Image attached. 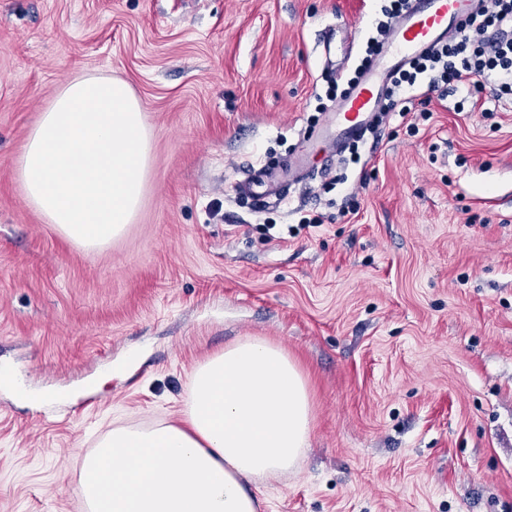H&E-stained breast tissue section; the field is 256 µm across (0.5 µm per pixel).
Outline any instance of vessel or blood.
Instances as JSON below:
<instances>
[{
  "label": "vessel or blood",
  "instance_id": "1",
  "mask_svg": "<svg viewBox=\"0 0 512 512\" xmlns=\"http://www.w3.org/2000/svg\"><path fill=\"white\" fill-rule=\"evenodd\" d=\"M480 0H410L407 10L392 21L374 59L337 105L323 130L322 141L335 149L365 135L372 117L390 91L395 75L413 58L427 53L459 32L460 22ZM357 28L346 26L321 44L326 62L344 65L356 46Z\"/></svg>",
  "mask_w": 512,
  "mask_h": 512
}]
</instances>
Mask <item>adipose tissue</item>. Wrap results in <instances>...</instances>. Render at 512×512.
<instances>
[{"label": "adipose tissue", "mask_w": 512, "mask_h": 512, "mask_svg": "<svg viewBox=\"0 0 512 512\" xmlns=\"http://www.w3.org/2000/svg\"><path fill=\"white\" fill-rule=\"evenodd\" d=\"M151 133L119 77L66 82L18 160L26 202L69 240L96 249L141 207ZM308 383L287 352L245 337L199 363L179 420L117 426L82 464L87 512H260L251 482L294 471L308 446Z\"/></svg>", "instance_id": "obj_1"}]
</instances>
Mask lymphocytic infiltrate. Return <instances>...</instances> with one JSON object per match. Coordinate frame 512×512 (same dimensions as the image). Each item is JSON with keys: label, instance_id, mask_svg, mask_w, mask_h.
Segmentation results:
<instances>
[{"label": "lymphocytic infiltrate", "instance_id": "lymphocytic-infiltrate-1", "mask_svg": "<svg viewBox=\"0 0 512 512\" xmlns=\"http://www.w3.org/2000/svg\"><path fill=\"white\" fill-rule=\"evenodd\" d=\"M429 87L450 85L471 89L495 82L500 93H512V0H493L481 10L464 31L427 56L414 61L394 82L386 112L407 115L412 98L403 88L415 87L418 79Z\"/></svg>", "mask_w": 512, "mask_h": 512}]
</instances>
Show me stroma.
Returning <instances> with one entry per match:
<instances>
[{
  "instance_id": "stroma-1",
  "label": "stroma",
  "mask_w": 512,
  "mask_h": 512,
  "mask_svg": "<svg viewBox=\"0 0 512 512\" xmlns=\"http://www.w3.org/2000/svg\"><path fill=\"white\" fill-rule=\"evenodd\" d=\"M384 0H0V512H83L84 456L178 420L245 336L307 378L309 448L261 512H512V96L439 86L357 150L282 171L334 105L319 42ZM78 74L125 79L152 130L142 208L96 250L23 197L30 128ZM326 213L317 227L302 217Z\"/></svg>"
}]
</instances>
